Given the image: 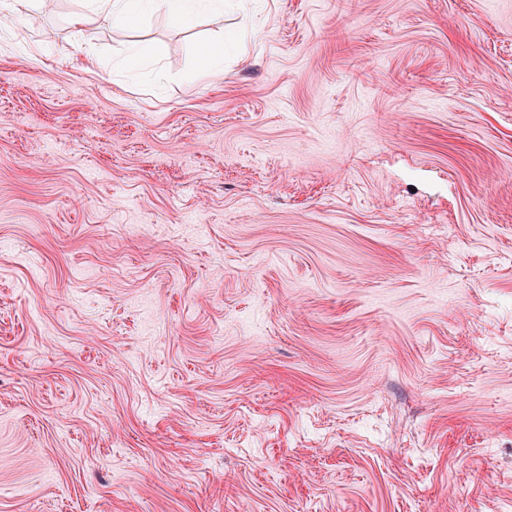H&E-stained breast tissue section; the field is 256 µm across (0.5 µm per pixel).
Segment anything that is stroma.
I'll use <instances>...</instances> for the list:
<instances>
[{
	"mask_svg": "<svg viewBox=\"0 0 512 512\" xmlns=\"http://www.w3.org/2000/svg\"><path fill=\"white\" fill-rule=\"evenodd\" d=\"M0 512H512V0L0 27Z\"/></svg>",
	"mask_w": 512,
	"mask_h": 512,
	"instance_id": "stroma-1",
	"label": "stroma"
}]
</instances>
